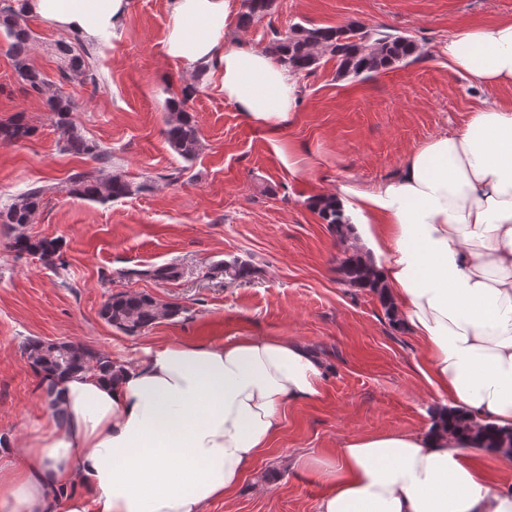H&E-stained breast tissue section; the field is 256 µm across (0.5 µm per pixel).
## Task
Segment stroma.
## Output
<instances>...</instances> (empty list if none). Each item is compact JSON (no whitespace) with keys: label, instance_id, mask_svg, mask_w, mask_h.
<instances>
[{"label":"stroma","instance_id":"1","mask_svg":"<svg viewBox=\"0 0 512 512\" xmlns=\"http://www.w3.org/2000/svg\"><path fill=\"white\" fill-rule=\"evenodd\" d=\"M170 0H125L109 42L89 44L98 88L61 80L55 46L71 30L31 18L30 64L75 95L85 138L112 155V172L144 186L105 204L69 194L73 172L92 160L62 152L51 115L26 93L0 32V122L16 115L35 127L23 142L0 145V207L34 186L53 185L25 232L57 239L65 265L11 249L0 224V435L37 436L50 418L40 377L23 353L28 340L72 342L133 363L148 346L178 340L221 343L240 336H284L325 364L321 396L286 405L279 431L241 486L207 512H318L328 486L303 455L324 464L355 433L415 432L433 421L436 397L421 373L423 349L393 324L378 297L341 285L348 247L313 202L342 182L363 188L395 179L408 152L462 127L480 93L448 68L452 28L512 17V0H273L248 28L231 19L226 44L267 48L292 24L360 22L413 39L416 59L369 78H340L334 58L298 74L296 111L277 131L249 122L224 98L210 68L188 102L202 134L198 158L175 155L162 129L166 101L190 82V62L165 51ZM179 179L168 183L167 175ZM247 262L250 280L231 283L219 267ZM174 265L173 281L137 270ZM147 294L182 313L130 336L101 316L115 293Z\"/></svg>","mask_w":512,"mask_h":512}]
</instances>
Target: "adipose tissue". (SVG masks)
I'll list each match as a JSON object with an SVG mask.
<instances>
[{
	"label": "adipose tissue",
	"instance_id": "ef3b65f1",
	"mask_svg": "<svg viewBox=\"0 0 512 512\" xmlns=\"http://www.w3.org/2000/svg\"><path fill=\"white\" fill-rule=\"evenodd\" d=\"M47 23L91 42L109 37L124 0H28ZM231 0H171L166 52L219 66L225 99L275 128L298 100L265 50L223 48ZM448 67L485 97L467 123L413 149L401 176L339 184L359 213L373 267L403 325L425 348L442 406L512 430V18L453 29ZM321 360L299 341L242 336L173 342L105 375L49 378L55 411L38 436L0 441V512H205L235 491L279 429L289 402L320 397ZM469 443L438 429L355 434L319 468L318 512H512Z\"/></svg>",
	"mask_w": 512,
	"mask_h": 512
}]
</instances>
